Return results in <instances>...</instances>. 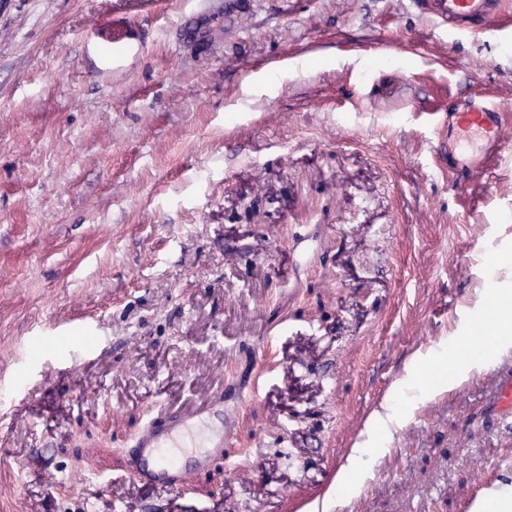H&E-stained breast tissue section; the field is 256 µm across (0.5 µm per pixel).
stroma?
Instances as JSON below:
<instances>
[{"instance_id":"1","label":"stroma","mask_w":512,"mask_h":512,"mask_svg":"<svg viewBox=\"0 0 512 512\" xmlns=\"http://www.w3.org/2000/svg\"><path fill=\"white\" fill-rule=\"evenodd\" d=\"M507 31L512 0L464 38L414 0H0V512H469L512 347L438 364L485 317L455 262L512 253V130L465 201L435 151L451 101L512 113ZM249 376L228 466L126 474L154 405Z\"/></svg>"}]
</instances>
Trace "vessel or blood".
<instances>
[{"label":"vessel or blood","instance_id":"vessel-or-blood-1","mask_svg":"<svg viewBox=\"0 0 512 512\" xmlns=\"http://www.w3.org/2000/svg\"><path fill=\"white\" fill-rule=\"evenodd\" d=\"M430 14L447 23L453 34H470L494 18L502 0H419ZM448 118L457 126V140L467 144L486 141L488 148L476 165L477 174L492 176L501 161L499 147L512 114L472 101L451 105ZM494 394L489 406L497 419L512 429V367L502 366L493 374ZM234 434L228 428L223 398L193 408L166 407L151 414L147 423L129 439L130 465L145 483L177 490L192 479L209 473L225 462V450ZM512 494V475L499 474L483 485L481 502Z\"/></svg>","mask_w":512,"mask_h":512}]
</instances>
